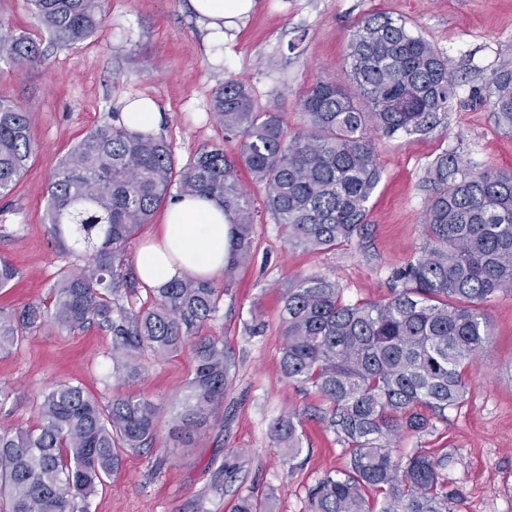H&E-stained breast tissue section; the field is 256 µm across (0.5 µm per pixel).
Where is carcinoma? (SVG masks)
I'll list each match as a JSON object with an SVG mask.
<instances>
[{
  "label": "carcinoma",
  "mask_w": 512,
  "mask_h": 512,
  "mask_svg": "<svg viewBox=\"0 0 512 512\" xmlns=\"http://www.w3.org/2000/svg\"><path fill=\"white\" fill-rule=\"evenodd\" d=\"M28 2L62 47L89 37L107 11V0ZM348 49L349 86L312 84L301 100L307 126L292 134L281 113L256 106L243 82H224L213 111L224 131L242 137L237 161L213 145L179 170L163 137L132 130L115 113L74 143L48 183L50 232L61 246L68 237L92 246V257L60 274L49 301L0 306V354L46 326L67 333L96 326L111 340L110 377L130 385L144 352L166 359L188 344L192 377L168 434L189 446L211 426L234 378L224 341L198 335L224 291L206 279H177L150 289V304L136 311L128 305L138 285L130 245L175 191L224 207L231 227L225 274L247 262L254 209L237 178L240 164L264 185L268 211L293 244L322 250L361 234L381 179L368 131L430 129L448 111L456 83L448 61L402 19L358 22ZM3 58L16 66L45 61L25 34L0 39ZM488 92L499 123L512 129V67L494 72ZM358 96L369 111L355 103ZM33 152L29 113L0 98V196L15 188ZM427 181L425 242L397 271L400 291L348 304L321 276L299 277L285 291L281 373L313 388L319 402L278 419L271 434L291 460L301 451L300 415H309L336 434L348 457L345 468L309 489L310 512H453L443 474L448 456L417 450L397 457L394 448L404 435L448 420L466 399L465 371L492 336L484 303L512 290V175L445 153ZM160 428L161 408L141 395L104 402L72 382L44 390L36 425L0 429V512H91L124 454L150 447ZM267 510L251 494L234 505V512Z\"/></svg>",
  "instance_id": "obj_1"
}]
</instances>
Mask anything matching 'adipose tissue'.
<instances>
[{
    "label": "adipose tissue",
    "mask_w": 512,
    "mask_h": 512,
    "mask_svg": "<svg viewBox=\"0 0 512 512\" xmlns=\"http://www.w3.org/2000/svg\"><path fill=\"white\" fill-rule=\"evenodd\" d=\"M211 40L224 39V27L244 16L253 0H188ZM230 226L223 210L204 197L171 199L160 230L137 257L144 284L158 288L186 276L212 279L223 275Z\"/></svg>",
    "instance_id": "obj_1"
}]
</instances>
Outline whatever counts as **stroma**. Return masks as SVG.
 <instances>
[{
  "instance_id": "obj_1",
  "label": "stroma",
  "mask_w": 512,
  "mask_h": 512,
  "mask_svg": "<svg viewBox=\"0 0 512 512\" xmlns=\"http://www.w3.org/2000/svg\"><path fill=\"white\" fill-rule=\"evenodd\" d=\"M375 13L405 20L447 59L457 82L450 110L423 134L374 133L382 179L368 203V224L362 236L329 249L294 246L267 212L264 186L239 169L256 214L255 250L231 275L215 278L224 298L200 330L235 355L224 407L192 447L174 446L163 432L152 448L127 452L91 512H232L238 496L251 492L273 493L274 512H308L309 487L343 468L346 457L335 434L308 417L298 427L303 451L295 460L271 437L277 419L317 400L312 388L280 371L283 295L295 277L323 275L349 304L390 297L402 288L395 271L424 240L427 171L435 158L455 152L475 166L512 173V130L478 96L496 70L512 64V0H254L217 47L187 0H108L102 26L72 47L51 44L28 0H0V26L28 32L46 54L37 67L0 60V97L31 112L35 147L14 191L0 196V258L18 271L0 290V305L13 309L46 298L62 267L92 254L83 244L59 247L48 233V182L80 137L127 100L147 97L177 167L211 144L238 156L240 138L225 134L212 112L216 89L240 80L261 106L282 113L289 130H299L302 93L320 78L344 80L352 31ZM486 310L493 336L468 375L466 401L447 421L398 444L403 455L447 453L454 512H512V292L498 293ZM109 353L108 336L94 327L28 335L12 354L0 355V386L8 393L0 427L35 424L42 390L60 382L77 381L110 398L116 383ZM142 362L132 391L171 416L193 370L190 353L162 361L146 355ZM231 457L239 470L228 480L222 465Z\"/></svg>"
}]
</instances>
